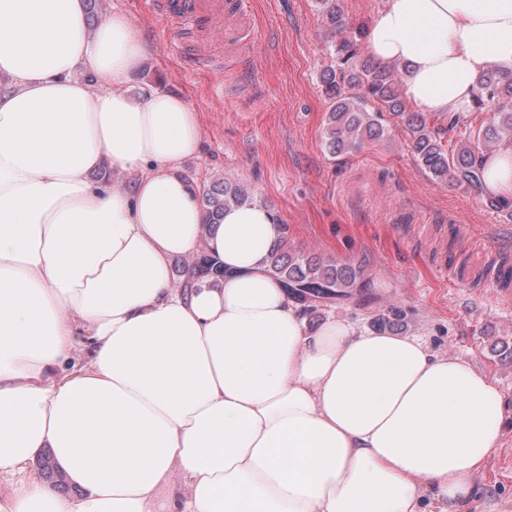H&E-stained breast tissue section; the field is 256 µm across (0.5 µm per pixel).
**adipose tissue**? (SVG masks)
<instances>
[{
	"label": "adipose tissue",
	"mask_w": 512,
	"mask_h": 512,
	"mask_svg": "<svg viewBox=\"0 0 512 512\" xmlns=\"http://www.w3.org/2000/svg\"><path fill=\"white\" fill-rule=\"evenodd\" d=\"M365 49L422 111L465 112L512 70V0H385ZM148 52L86 0H0V512H460L503 394L419 336L310 326L262 203L202 235L196 112L126 86ZM202 250L223 280L174 288ZM49 448L77 495L35 469Z\"/></svg>",
	"instance_id": "obj_1"
}]
</instances>
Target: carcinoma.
Instances as JSON below:
<instances>
[{
	"mask_svg": "<svg viewBox=\"0 0 512 512\" xmlns=\"http://www.w3.org/2000/svg\"><path fill=\"white\" fill-rule=\"evenodd\" d=\"M318 4L332 38L331 61L321 73L324 93L331 102L324 131L329 152H356L364 142L383 137L382 121L387 113L404 123L416 161L433 180L464 185L481 196L487 208L508 212L509 207L482 195L481 177L483 158L512 145V71L492 70L480 78L473 107L481 112L484 106L493 104L496 111L469 130L464 141L450 148L442 141L440 129L429 126L423 113L408 110L402 95V67L397 63L377 64L362 55L363 30L350 27L341 0H318ZM249 199L242 185L228 179L216 182L202 195V234H211L225 207ZM281 230V241L268 256V270L305 311L328 308L338 299H353L370 288L363 264L324 262L314 255L292 253L288 250V225H282ZM187 270L198 280L224 278V267L203 250L189 258ZM406 319L405 310L389 307L375 318L374 328L401 330ZM39 465L50 482L66 486L53 452L45 453Z\"/></svg>",
	"mask_w": 512,
	"mask_h": 512,
	"instance_id": "carcinoma-1",
	"label": "carcinoma"
}]
</instances>
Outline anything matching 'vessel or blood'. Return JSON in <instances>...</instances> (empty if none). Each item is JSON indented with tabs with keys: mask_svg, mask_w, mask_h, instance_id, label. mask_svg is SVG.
Returning <instances> with one entry per match:
<instances>
[{
	"mask_svg": "<svg viewBox=\"0 0 512 512\" xmlns=\"http://www.w3.org/2000/svg\"><path fill=\"white\" fill-rule=\"evenodd\" d=\"M153 4L172 28L195 32V61L212 66L221 62L225 43L252 42L244 21L252 13L253 0H153Z\"/></svg>",
	"mask_w": 512,
	"mask_h": 512,
	"instance_id": "b4317fda",
	"label": "vessel or blood"
}]
</instances>
